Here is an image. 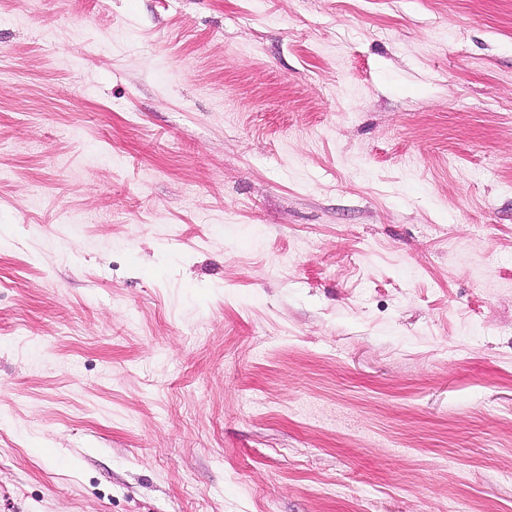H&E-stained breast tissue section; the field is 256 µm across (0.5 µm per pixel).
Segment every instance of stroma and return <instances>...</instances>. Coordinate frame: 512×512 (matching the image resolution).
I'll return each instance as SVG.
<instances>
[{"mask_svg":"<svg viewBox=\"0 0 512 512\" xmlns=\"http://www.w3.org/2000/svg\"><path fill=\"white\" fill-rule=\"evenodd\" d=\"M0 512H512V0H0Z\"/></svg>","mask_w":512,"mask_h":512,"instance_id":"1","label":"stroma"}]
</instances>
